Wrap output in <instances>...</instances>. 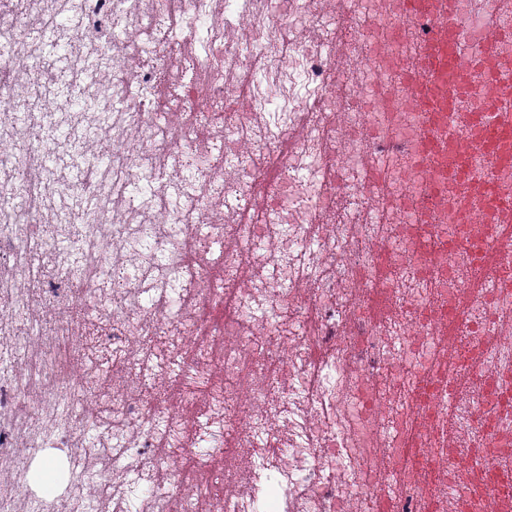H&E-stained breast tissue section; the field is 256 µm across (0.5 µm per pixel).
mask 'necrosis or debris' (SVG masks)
<instances>
[{
	"label": "necrosis or debris",
	"instance_id": "obj_1",
	"mask_svg": "<svg viewBox=\"0 0 512 512\" xmlns=\"http://www.w3.org/2000/svg\"><path fill=\"white\" fill-rule=\"evenodd\" d=\"M76 6L111 19V35L71 26ZM456 9L476 29L497 12L499 52L512 57V0ZM335 13L336 0H288L280 19L268 0H19L0 24V512H101L107 497L79 469L98 449L112 512L133 498L142 512H184L207 491L221 512H354L381 493L392 512H497L460 475L476 440L512 479V268L460 298L512 211L461 182L486 155L451 169L423 149L433 119L387 66L426 54L423 29L396 0H377L356 7L342 42ZM300 16L306 26L284 40ZM177 30L201 83L173 81ZM241 81L252 111H225ZM164 83L174 90L162 109ZM101 144L106 163L72 180L76 156ZM375 154L380 191L337 179ZM273 156L276 194L258 209ZM148 175L157 187L137 202ZM349 196L353 214L337 215ZM432 196L434 211L418 215L430 227L423 255L397 218ZM464 207L475 222L457 220ZM382 250L398 312L379 324L361 309ZM84 306L91 322L77 315ZM452 315L446 358L436 332ZM474 359L482 379L470 392ZM104 361L124 384L112 397L122 431L96 421ZM174 374L204 396L195 421L163 392ZM487 406L494 417L479 421ZM219 422L224 441L210 453L223 472L185 483L192 432ZM262 441L263 472L242 467L240 452ZM145 459L169 482L129 480ZM374 462L383 484L367 475ZM48 470L64 502L45 495Z\"/></svg>",
	"mask_w": 512,
	"mask_h": 512
}]
</instances>
